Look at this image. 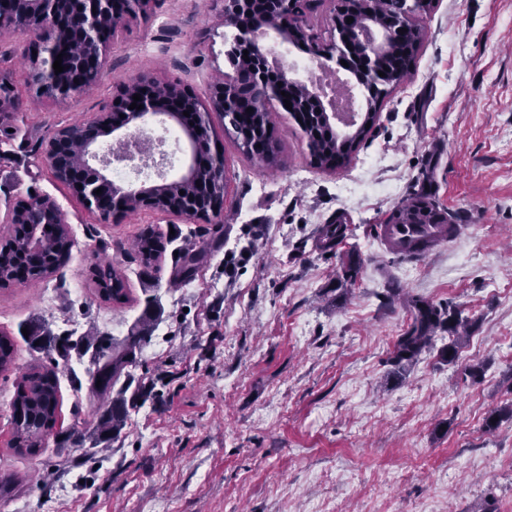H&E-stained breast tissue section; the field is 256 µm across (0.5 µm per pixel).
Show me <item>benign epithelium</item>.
I'll list each match as a JSON object with an SVG mask.
<instances>
[{
	"label": "benign epithelium",
	"instance_id": "7a95c632",
	"mask_svg": "<svg viewBox=\"0 0 512 512\" xmlns=\"http://www.w3.org/2000/svg\"><path fill=\"white\" fill-rule=\"evenodd\" d=\"M151 0H7L6 6L0 7V30L21 29L36 39L38 51L32 57L35 64L32 82L34 92L40 97L67 99L80 95L84 87L79 83L67 82L61 74L55 73L53 63L58 56V43L70 35L71 28L79 31L81 43L77 54L87 52L85 57L72 62L74 68L83 70L92 68L101 73L106 62L107 43L111 34L115 33L128 18L146 16L150 10ZM220 5V13L224 25L233 27L237 34L225 50V56L231 65H236L237 57L242 44L248 43L258 50L261 64L253 71L254 82L265 92L267 98L279 100L281 91L286 86H300L304 88L319 104V111L325 113L329 120L338 117L335 104L325 99L322 91L313 84L295 77L294 69L284 63L274 66L275 74H270L268 51L259 42V35L274 33L283 41H288V33H293V39L299 41L310 57L319 67L328 69L330 63L336 64V69L343 68L341 60L351 52V48L361 50V65L365 73L374 77L377 83H382L378 75V55L391 38L404 40L405 35L399 32L404 28L406 32L414 31L415 17L423 12L428 3L425 0H406V13L398 20H388L386 27L369 26L356 27L355 38L344 40L340 34H335L323 42L312 37L306 23L302 22L303 11L299 8L301 0H265V4L275 7L276 15L270 17L266 25L256 28L244 23L243 13L251 0H215ZM357 87L364 88L368 96L360 102L359 114L355 121L345 126L342 135L347 136L356 131L364 121L367 113L373 111L370 103L371 93L375 86L367 82L366 78L355 79ZM140 95L139 101H134V95ZM235 77L225 80L216 87L211 96L209 105L202 104L194 94L178 83L162 82L157 78L145 75L135 83L120 88L113 96L108 110L95 121L98 133L83 141L82 152L84 161L94 159L99 167L94 169L95 176L73 181L71 193L78 198L85 208L95 209L100 216L105 213L98 209L99 195L95 190L102 189L109 199V208L112 213L119 214L121 210L134 206L138 209L148 208L164 211L156 205L154 192L160 187L181 183L199 182L200 188H210V182L202 178L203 168L215 167L224 164V154L217 147H212L213 160L204 162L199 159V146L197 142V129H199L200 116L209 112H228L235 107L238 96ZM142 106V109H129L131 104ZM15 108L13 88L5 77H0V119L11 116ZM193 113L191 124L182 121L183 112ZM154 117L161 124L172 122L179 126L185 135L189 148L190 160L184 174L175 180L161 178L147 184L142 182L137 187H123L115 183L104 173L113 162L122 160L118 155H110L102 151V147L109 137L116 131H123L119 138L120 143L127 144L134 132L142 129L145 121ZM64 128L56 129L45 142L44 159L52 176H57V168L61 158L68 149V141L63 135ZM224 208V193L212 195L208 199L205 210L197 213L188 212L197 218L207 219L220 213ZM40 210L46 214L42 220L44 224H66L67 216L59 204L49 196L30 195L16 202L8 215V223L13 224L23 220L28 211Z\"/></svg>",
	"mask_w": 512,
	"mask_h": 512
}]
</instances>
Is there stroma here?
<instances>
[{"label": "stroma", "mask_w": 512, "mask_h": 512, "mask_svg": "<svg viewBox=\"0 0 512 512\" xmlns=\"http://www.w3.org/2000/svg\"><path fill=\"white\" fill-rule=\"evenodd\" d=\"M417 22L411 71L345 166L314 165L277 102V169L247 159L212 114L230 181L206 220L140 210L101 221L51 176L43 148L145 74L208 101L228 69L213 0H153L74 98L35 96L32 36L0 31V75L18 99L0 129V238L32 193L56 200L73 238L49 280L0 288V330L17 344L0 374V471L20 477L0 512H512V0H431ZM420 194L460 231L402 259L377 228ZM327 224L345 227L329 250ZM147 226L166 246L149 270L132 249ZM188 237L203 258L185 280ZM244 250L249 261L225 275V256ZM106 262L125 273L127 303L96 293ZM413 298L472 321L455 361L441 355L443 325L412 365L394 366ZM35 312L78 337L120 340L149 323L131 370L146 396L118 439L92 443L107 401L90 391V354L75 352L58 366L54 435L37 455L12 453L14 382L39 359L22 337Z\"/></svg>", "instance_id": "35a3bbf8"}]
</instances>
